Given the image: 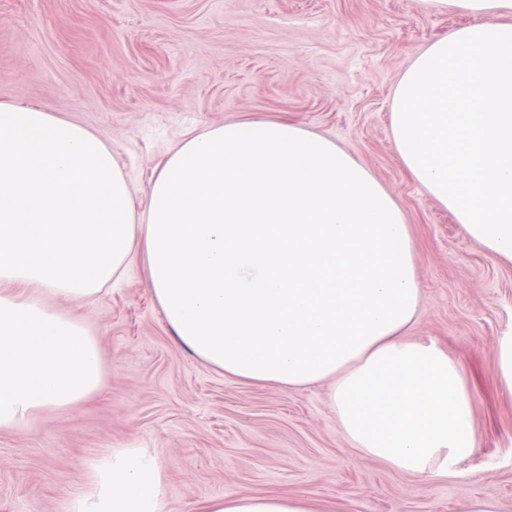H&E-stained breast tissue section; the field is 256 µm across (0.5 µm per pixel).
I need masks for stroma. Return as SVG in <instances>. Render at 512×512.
Segmentation results:
<instances>
[{
    "instance_id": "35a3bbf8",
    "label": "stroma",
    "mask_w": 512,
    "mask_h": 512,
    "mask_svg": "<svg viewBox=\"0 0 512 512\" xmlns=\"http://www.w3.org/2000/svg\"><path fill=\"white\" fill-rule=\"evenodd\" d=\"M469 17L422 0H0V101L37 106L112 145L137 211L188 133L284 120L347 150L410 226L421 305L409 339L443 348L472 397L476 446L413 475L343 435L328 383L284 390L224 377L179 346L142 262L78 307L102 391L0 431V512H65L89 459L137 442L160 460L170 512L219 493L305 494L321 512H459L512 503V395L495 344L512 326V266L469 240L402 166L390 112L413 57Z\"/></svg>"
}]
</instances>
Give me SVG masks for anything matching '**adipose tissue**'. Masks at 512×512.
Masks as SVG:
<instances>
[{"label": "adipose tissue", "instance_id": "adipose-tissue-1", "mask_svg": "<svg viewBox=\"0 0 512 512\" xmlns=\"http://www.w3.org/2000/svg\"><path fill=\"white\" fill-rule=\"evenodd\" d=\"M425 2L474 22L399 79L397 154L465 236L512 264V0ZM147 197L136 213L94 132L0 102V431L101 391L97 336L55 302L100 294L139 258L176 342L225 377L331 381L344 434L401 471L471 452L457 365L405 337L420 288L404 212L335 141L284 121L211 127L171 150ZM66 510L169 512L157 457L127 443L93 459ZM205 512L318 510L302 494H221Z\"/></svg>", "mask_w": 512, "mask_h": 512}]
</instances>
